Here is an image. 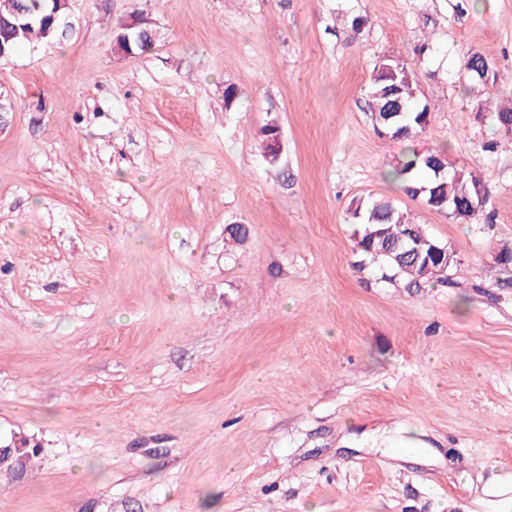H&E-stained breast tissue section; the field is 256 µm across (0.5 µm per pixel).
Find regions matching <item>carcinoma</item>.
<instances>
[{"label": "carcinoma", "instance_id": "cac0c4a2", "mask_svg": "<svg viewBox=\"0 0 512 512\" xmlns=\"http://www.w3.org/2000/svg\"><path fill=\"white\" fill-rule=\"evenodd\" d=\"M24 12L34 17L46 14L45 0H0V16L13 19V13ZM9 37V44L17 51L34 39L43 40L44 29L39 25L22 27L18 30H0V37ZM485 59L478 52L470 53L465 60V68L475 82L481 81L480 71ZM383 65H397L393 58H385L374 68L370 83L368 107L379 117L390 113L391 132L397 136L414 141L428 126L424 114L428 110L425 105L417 102L415 80L410 76L411 70L406 64H401L395 71L396 80L387 79L382 71ZM435 156L445 157L442 150L420 153L409 150L405 158L392 167L386 177L404 186L406 193L416 196V190L422 187L437 185L436 170L431 166ZM459 178L447 180L446 193L454 198L464 197V191L472 188L474 177L462 170L458 171ZM351 215L361 214L357 223L364 226L362 237L369 240L367 246L361 249L363 256L372 261L380 260L386 263L396 273L409 279V284L419 285L433 275L424 271V260L429 255L432 245L436 244L418 224L410 222L391 201L383 198H357L349 206Z\"/></svg>", "mask_w": 512, "mask_h": 512}]
</instances>
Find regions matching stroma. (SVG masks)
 Segmentation results:
<instances>
[{"label": "stroma", "instance_id": "1", "mask_svg": "<svg viewBox=\"0 0 512 512\" xmlns=\"http://www.w3.org/2000/svg\"><path fill=\"white\" fill-rule=\"evenodd\" d=\"M69 13L0 60V438L40 446L0 512H512V0ZM139 16L152 48L117 54ZM386 56L428 106L417 148L482 182L471 222L386 179ZM360 196L454 266L415 287L363 261Z\"/></svg>", "mask_w": 512, "mask_h": 512}]
</instances>
